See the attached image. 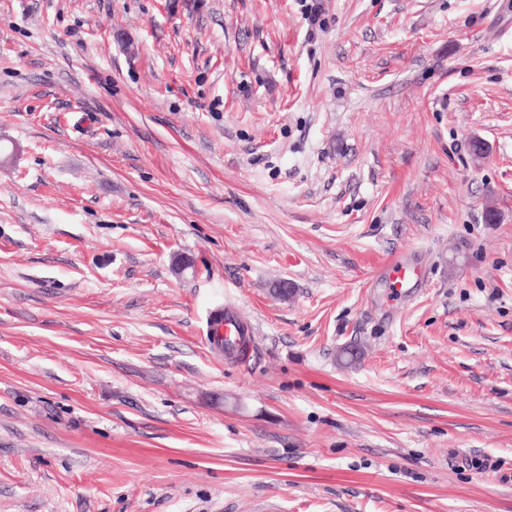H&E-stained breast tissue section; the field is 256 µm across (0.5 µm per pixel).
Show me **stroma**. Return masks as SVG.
Instances as JSON below:
<instances>
[{"mask_svg":"<svg viewBox=\"0 0 512 512\" xmlns=\"http://www.w3.org/2000/svg\"><path fill=\"white\" fill-rule=\"evenodd\" d=\"M314 2L0 0V512H512V0ZM383 277L389 281V288H403L405 284L422 278L420 267L408 262L399 261L383 272ZM209 333L211 344L217 346H221L225 336L233 341L237 336H250V330L244 322L238 316L227 311H224V317L214 311L211 313L208 321Z\"/></svg>","mask_w":512,"mask_h":512,"instance_id":"1","label":"stroma"}]
</instances>
